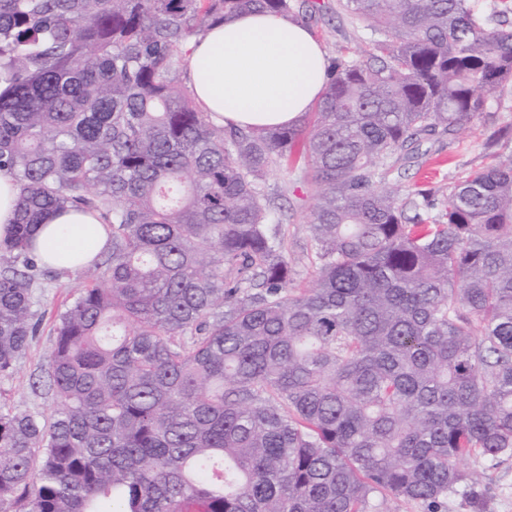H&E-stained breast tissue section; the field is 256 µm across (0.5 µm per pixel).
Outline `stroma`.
<instances>
[{"label":"stroma","mask_w":512,"mask_h":512,"mask_svg":"<svg viewBox=\"0 0 512 512\" xmlns=\"http://www.w3.org/2000/svg\"><path fill=\"white\" fill-rule=\"evenodd\" d=\"M307 27L320 43L328 58L369 47L371 31L354 17L324 14L309 19ZM512 152V92L508 91L495 104L491 116L477 117L461 133L438 136L424 142L417 158L406 162L391 182L407 192L444 191L448 185L464 178L470 171L493 163L497 156ZM275 197L281 219V233L288 259L295 270L294 283L311 285L316 266L307 248L309 215L315 188L299 178L298 170L273 169L267 180ZM77 276L46 271L35 289L34 297L42 315L40 333L11 376L0 378V402L21 411L49 414L51 399L33 394L34 377L47 365L55 343V316L63 303L72 298ZM468 469L477 470L487 491V512H512V462L491 465L483 460L469 461Z\"/></svg>","instance_id":"obj_1"}]
</instances>
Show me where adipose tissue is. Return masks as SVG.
Returning a JSON list of instances; mask_svg holds the SVG:
<instances>
[{"mask_svg": "<svg viewBox=\"0 0 512 512\" xmlns=\"http://www.w3.org/2000/svg\"><path fill=\"white\" fill-rule=\"evenodd\" d=\"M329 62L302 23L263 12L243 13L213 26L187 46L188 87L216 123L297 124L327 81ZM107 241L97 213H55L33 232L43 266L75 271L92 266Z\"/></svg>", "mask_w": 512, "mask_h": 512, "instance_id": "1", "label": "adipose tissue"}]
</instances>
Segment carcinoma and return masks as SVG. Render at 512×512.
I'll use <instances>...</instances> for the list:
<instances>
[{
  "instance_id": "obj_1",
  "label": "carcinoma",
  "mask_w": 512,
  "mask_h": 512,
  "mask_svg": "<svg viewBox=\"0 0 512 512\" xmlns=\"http://www.w3.org/2000/svg\"><path fill=\"white\" fill-rule=\"evenodd\" d=\"M336 0L339 55L292 126L217 125L193 38L297 0H0V377L37 335L32 228L98 213L48 359V415L0 406V512H419L512 460V153L443 199L382 188L512 85V0ZM304 159L314 284L266 179ZM18 192L13 178L0 173V240L15 220Z\"/></svg>"
}]
</instances>
